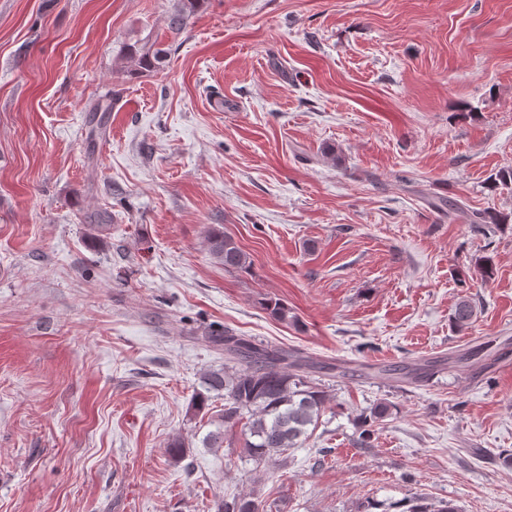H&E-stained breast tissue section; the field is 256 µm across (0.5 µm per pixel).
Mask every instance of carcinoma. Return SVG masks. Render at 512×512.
Wrapping results in <instances>:
<instances>
[{
	"mask_svg": "<svg viewBox=\"0 0 512 512\" xmlns=\"http://www.w3.org/2000/svg\"><path fill=\"white\" fill-rule=\"evenodd\" d=\"M208 0H176L168 15L167 34L174 40L187 27L189 18ZM173 51V44L159 38L127 47L129 73L142 70L159 71ZM211 256L226 271H242L250 267L248 255L231 236L218 227L207 234ZM263 306L276 320L288 321V306L268 298ZM473 303L462 298L455 305L453 323L467 327L473 319ZM225 364L222 371H211L204 377L207 391L224 394L221 424L206 437V446L220 448L228 431L243 424L246 436L241 452L261 464L300 446L309 437L308 427L317 426L325 412V391L310 380L311 365L301 359H288V351L257 345L244 336L224 333ZM394 407L379 401L363 411L358 418L360 442L370 439L373 427L393 415ZM218 512H260V504L248 497L224 500ZM405 512H459L452 503H432L423 496L409 501Z\"/></svg>",
	"mask_w": 512,
	"mask_h": 512,
	"instance_id": "obj_1",
	"label": "carcinoma"
}]
</instances>
